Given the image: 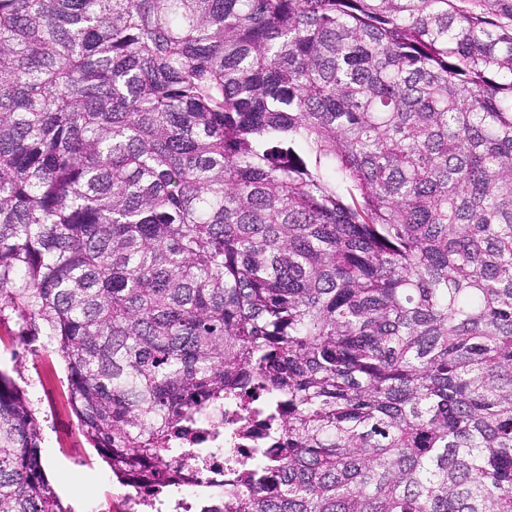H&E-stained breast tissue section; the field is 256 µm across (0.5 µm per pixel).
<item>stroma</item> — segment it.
Here are the masks:
<instances>
[{"instance_id":"35a3bbf8","label":"stroma","mask_w":512,"mask_h":512,"mask_svg":"<svg viewBox=\"0 0 512 512\" xmlns=\"http://www.w3.org/2000/svg\"><path fill=\"white\" fill-rule=\"evenodd\" d=\"M15 322L0 325V370L38 407L47 482L71 512H123L127 489L83 437L66 398V367L51 349L30 355Z\"/></svg>"}]
</instances>
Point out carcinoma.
Returning a JSON list of instances; mask_svg holds the SVG:
<instances>
[{
  "mask_svg": "<svg viewBox=\"0 0 512 512\" xmlns=\"http://www.w3.org/2000/svg\"><path fill=\"white\" fill-rule=\"evenodd\" d=\"M0 0V324L123 481L257 407L202 512H512V0ZM0 371V512H66Z\"/></svg>",
  "mask_w": 512,
  "mask_h": 512,
  "instance_id": "1",
  "label": "carcinoma"
}]
</instances>
